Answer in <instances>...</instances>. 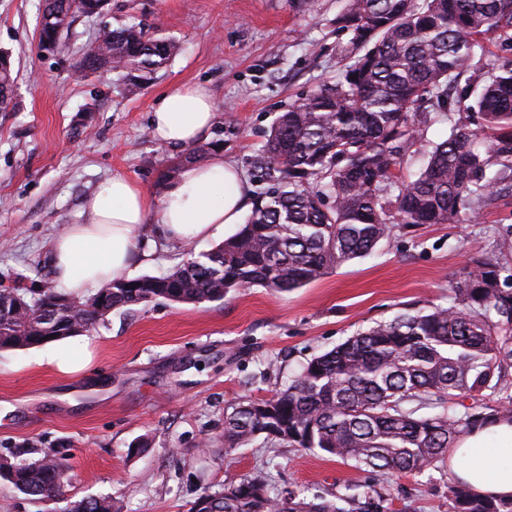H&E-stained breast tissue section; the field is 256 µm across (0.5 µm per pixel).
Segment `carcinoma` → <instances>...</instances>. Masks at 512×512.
<instances>
[{"label": "carcinoma", "mask_w": 512, "mask_h": 512, "mask_svg": "<svg viewBox=\"0 0 512 512\" xmlns=\"http://www.w3.org/2000/svg\"><path fill=\"white\" fill-rule=\"evenodd\" d=\"M88 6L43 0L40 41L60 45ZM336 24L351 35L344 69L336 83L278 116L251 159L269 189L224 244L197 258L185 252L163 275L110 281L79 298L51 288L31 297L0 288V350L59 341L114 310L158 299L216 302L253 286L291 292L371 254L397 224L475 222L485 199L512 188V63L479 89L461 84L483 35L497 33L512 48V0H348ZM177 50L168 38L122 23L99 31L78 67L92 60L119 69L137 87ZM14 81L3 56L0 112L15 107ZM425 101L441 112H468L479 126L449 120L448 138L400 184L396 168ZM450 290V306L379 321L311 358L275 396L225 413L229 449L264 434L338 458L377 482H345L330 497L276 493L261 467L224 494L205 496L208 512H395L396 479L445 467L448 451L476 429L512 424V266L476 258ZM56 298L67 301L64 325L51 309ZM0 477L24 495L55 499L66 466L46 454L3 459ZM446 497L448 512H512V498L480 496L458 479L448 482ZM66 512H120V505L85 498Z\"/></svg>", "instance_id": "carcinoma-1"}]
</instances>
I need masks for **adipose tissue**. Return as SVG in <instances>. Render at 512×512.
<instances>
[{"instance_id":"obj_1","label":"adipose tissue","mask_w":512,"mask_h":512,"mask_svg":"<svg viewBox=\"0 0 512 512\" xmlns=\"http://www.w3.org/2000/svg\"><path fill=\"white\" fill-rule=\"evenodd\" d=\"M217 119L205 84L181 85L157 99L150 129L165 144L185 146L196 143ZM251 206L243 173L218 153L206 164L184 165L159 200L129 177L113 175L85 199L83 223L69 225L54 240V277L68 292L83 294L123 278L132 265L150 258V251L136 247L143 224L156 221L166 241L183 246L239 223ZM449 465L453 476L476 493L512 497V424L475 430L452 451Z\"/></svg>"}]
</instances>
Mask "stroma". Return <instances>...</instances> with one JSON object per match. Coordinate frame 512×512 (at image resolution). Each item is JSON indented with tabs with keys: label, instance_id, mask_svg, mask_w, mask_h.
<instances>
[{
	"label": "stroma",
	"instance_id": "obj_1",
	"mask_svg": "<svg viewBox=\"0 0 512 512\" xmlns=\"http://www.w3.org/2000/svg\"><path fill=\"white\" fill-rule=\"evenodd\" d=\"M347 0H112L104 16L76 18L60 49L39 46L41 0H0V51L16 77L14 111L0 112V285L37 294L56 287L51 243L81 223L84 199L121 173L163 196L165 171L187 148L151 135L149 117L166 90L211 87L219 121L207 142H221L252 192L264 185L251 166L278 115L297 99L334 84L348 46L337 15ZM136 19L179 50L137 91L113 72L74 78L82 46L102 24ZM450 124L432 113L408 149L410 178ZM483 222L396 230L369 256L347 262L290 293L262 287L224 300H156L112 311L80 334L93 359L63 376L38 364L44 347L0 350V458L35 449L67 466L62 498L34 500L0 479V512H65L69 503L110 496L122 512H190L205 493L223 494L260 465L276 489L328 495L360 472L318 451L259 435L247 448L224 446V413L267 399L314 355L374 322L407 309L448 306L449 284L471 258L512 263V193L487 200ZM139 248L152 261L132 276L159 275L184 259L144 225ZM146 441L141 453L129 445ZM447 470L400 483L413 512H448Z\"/></svg>",
	"mask_w": 512,
	"mask_h": 512
}]
</instances>
